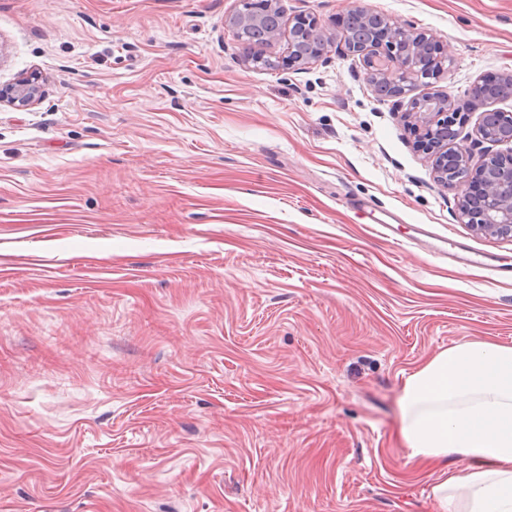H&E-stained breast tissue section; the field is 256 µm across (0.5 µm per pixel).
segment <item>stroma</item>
I'll return each mask as SVG.
<instances>
[{
    "mask_svg": "<svg viewBox=\"0 0 512 512\" xmlns=\"http://www.w3.org/2000/svg\"><path fill=\"white\" fill-rule=\"evenodd\" d=\"M434 35L416 95L479 112L512 73V0L354 6ZM243 0H0V512H440L404 380L454 345L512 346V261L455 217L358 59L244 65ZM42 93L41 86L31 77H23L16 82L1 88L0 105L26 107L39 100Z\"/></svg>",
    "mask_w": 512,
    "mask_h": 512,
    "instance_id": "stroma-1",
    "label": "stroma"
}]
</instances>
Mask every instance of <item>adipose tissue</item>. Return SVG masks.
I'll return each mask as SVG.
<instances>
[{
	"label": "adipose tissue",
	"instance_id": "adipose-tissue-1",
	"mask_svg": "<svg viewBox=\"0 0 512 512\" xmlns=\"http://www.w3.org/2000/svg\"><path fill=\"white\" fill-rule=\"evenodd\" d=\"M399 407L411 457L471 462L433 486L441 505L460 492L466 512H512V346L477 340L439 352L405 379Z\"/></svg>",
	"mask_w": 512,
	"mask_h": 512
}]
</instances>
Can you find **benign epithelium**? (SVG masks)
Instances as JSON below:
<instances>
[{"mask_svg": "<svg viewBox=\"0 0 512 512\" xmlns=\"http://www.w3.org/2000/svg\"><path fill=\"white\" fill-rule=\"evenodd\" d=\"M260 11H237L225 19L239 45L243 25L263 31L270 45L288 37L287 56L263 62L250 50H245V62L255 67L307 68L325 58L334 45V37L314 18L301 15L282 30L277 0H266ZM362 42L351 36L343 38L339 52L360 57L366 75L371 80L387 83L395 108L405 107L403 115L412 119L420 134V147L434 158V175L443 186L459 188L458 214L462 223L482 235L504 237L512 235V149L506 153L489 154L487 146H512V113L499 112L493 106L512 97V74L480 78L470 91L471 103L481 109L475 136L459 139L461 113L446 96L412 97L422 74V66L432 67L439 61L441 47L425 32L415 31L381 20L378 28H368ZM42 93L38 81L23 77L1 88L0 105L26 107L39 100ZM409 102H404V98Z\"/></svg>", "mask_w": 512, "mask_h": 512, "instance_id": "1", "label": "benign epithelium"}]
</instances>
